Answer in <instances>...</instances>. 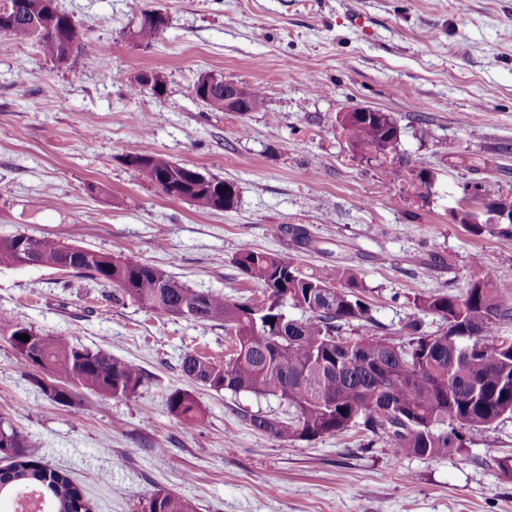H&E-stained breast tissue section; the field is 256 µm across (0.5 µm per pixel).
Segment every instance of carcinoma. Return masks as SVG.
I'll return each mask as SVG.
<instances>
[{"instance_id": "1", "label": "carcinoma", "mask_w": 512, "mask_h": 512, "mask_svg": "<svg viewBox=\"0 0 512 512\" xmlns=\"http://www.w3.org/2000/svg\"><path fill=\"white\" fill-rule=\"evenodd\" d=\"M165 27L161 10H147L135 36L149 45ZM0 35L31 41L59 64L88 43L86 29L57 0H0ZM199 100L224 111V83L209 85ZM339 124L361 155L385 157L398 148L400 127L389 112H345ZM124 161L167 198L200 211H224L237 201L235 184L210 174L199 182L195 168L162 154L130 152ZM455 219L474 237L489 232L512 241V224H482L464 210ZM0 263L74 274L159 316L224 327V362L187 354L181 375L217 393L276 400L278 414L241 408L235 413L283 447L357 428L365 448L381 445L398 459H435L459 453L473 433L512 419V336L500 333L512 321V302L489 272L459 293L414 295L415 310L439 318L444 328L427 334L413 319L404 336L387 338L367 334L374 320L365 287L353 273L339 266L309 273L296 256L283 252L244 249L233 258L238 271L260 286L265 304L251 296L197 291L160 267L22 231L0 237ZM0 338L26 365L48 371V380L38 385L59 404L83 391L128 399L147 382L141 369L110 353L2 317ZM166 406L179 420L203 417L184 389L169 392ZM0 459L8 461L0 467V501L30 492L44 512H89L68 475L47 469L26 438L1 419ZM143 512H196V506L159 489Z\"/></svg>"}]
</instances>
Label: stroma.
<instances>
[{
	"mask_svg": "<svg viewBox=\"0 0 512 512\" xmlns=\"http://www.w3.org/2000/svg\"><path fill=\"white\" fill-rule=\"evenodd\" d=\"M91 30L65 64L0 36V236L24 231L165 269L188 287L234 296L254 282L243 249L344 266L368 289L376 332L412 316L417 294L456 292L493 270L512 294V241L471 236L453 212L464 184L512 197V0H58ZM167 26L134 35L143 11ZM160 72L164 90L132 93ZM260 88L246 115L210 111L200 72ZM394 115L397 155L356 154L338 117ZM158 153L234 182L238 203L202 212L142 182L124 162ZM428 169V193L416 176ZM304 226L297 248L282 226ZM145 371L136 396L46 397L36 370L0 340V418L66 472L91 512H142L159 488L197 512H512V420L440 459L393 460L354 433L284 448L234 408L277 403L217 393L180 373L185 354L224 358L223 327L156 316L110 289L57 271L0 264V314ZM191 390L199 423L172 416L169 391ZM163 14L166 16L159 9L146 10L142 13L138 28L134 32L136 38L141 43L149 45L157 39L167 25V23L165 24L166 19Z\"/></svg>",
	"mask_w": 512,
	"mask_h": 512,
	"instance_id": "stroma-1",
	"label": "stroma"
}]
</instances>
